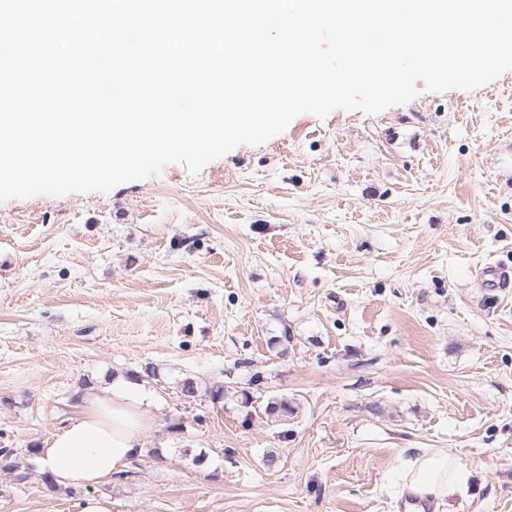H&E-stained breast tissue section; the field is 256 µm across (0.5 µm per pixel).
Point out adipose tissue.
Returning <instances> with one entry per match:
<instances>
[{"label":"adipose tissue","instance_id":"adipose-tissue-1","mask_svg":"<svg viewBox=\"0 0 512 512\" xmlns=\"http://www.w3.org/2000/svg\"><path fill=\"white\" fill-rule=\"evenodd\" d=\"M153 401L150 387L119 377L86 393L79 414L38 448L35 464L57 486L85 489L80 512H112L111 501L94 489L123 473L132 458L146 454L143 438L155 426L147 414ZM469 477L448 454L422 448L407 463L402 491L431 499L439 508L465 492Z\"/></svg>","mask_w":512,"mask_h":512}]
</instances>
